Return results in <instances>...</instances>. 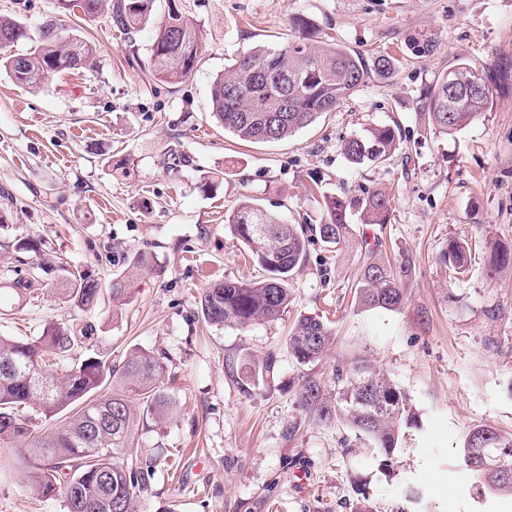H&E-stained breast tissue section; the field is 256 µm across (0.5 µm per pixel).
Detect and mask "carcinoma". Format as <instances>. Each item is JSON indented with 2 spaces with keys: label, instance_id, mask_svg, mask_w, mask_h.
<instances>
[{
  "label": "carcinoma",
  "instance_id": "obj_1",
  "mask_svg": "<svg viewBox=\"0 0 512 512\" xmlns=\"http://www.w3.org/2000/svg\"><path fill=\"white\" fill-rule=\"evenodd\" d=\"M59 8L84 21L107 9L112 29L131 36L146 25L157 9L163 20L155 28L149 48L148 70L159 81L178 84L194 72L202 38L186 17L180 0H58ZM24 24L0 17V65L19 85L38 89L51 74L88 66L95 48L79 34L51 18L39 28L37 46L26 54L12 48L27 39ZM294 35L277 48L255 46L243 52L218 77L211 89L212 110L224 129L238 139L254 143L285 140L312 124L325 112H334L370 75L391 74L397 58L377 56L369 64L348 47L327 39L314 46L316 27L305 16L292 22ZM482 74L483 89L470 91L471 78ZM457 92L448 98V78ZM496 80L460 62L450 75L432 83L424 96L428 126L437 136H453L494 105ZM292 104L280 111V102ZM402 144L398 127L378 126L345 141L343 153L353 165L386 161ZM325 219L310 229L289 224L255 204L243 203L224 216L231 232L252 251L266 276L259 281L224 280L211 284L201 296L204 320L215 326L246 329L279 318L291 302L289 278L308 257V246L318 233L326 247L340 251L357 244L358 260L352 271L357 309L400 310L406 301L405 284L412 274L410 255L392 262L382 256V240L357 235L349 221L360 211L363 224H387L391 199L383 192L346 201L323 195ZM439 264L456 273L471 265L468 244L452 239L439 254ZM147 252L122 256V270L108 285L84 272H68L65 298L82 309L96 306L103 295L112 305L126 300L134 277L149 268ZM91 331L50 323L31 340L0 336V445L30 443L28 457L8 466L21 469L26 488L36 497L65 499L67 512H133L136 491L145 487L140 468L125 458L133 456L135 430L140 422H162L174 408L160 382L168 358L137 351L122 365L94 353L78 361L57 379L47 369L50 356L64 357L78 338ZM336 334L322 316L301 315L288 338V351L302 367L313 366L329 352ZM336 392L328 393L314 375L306 376L296 404L310 420L331 424L339 419L390 462L399 449L402 428L416 424L404 390L381 375L366 360L350 367L336 361ZM53 420L39 434L38 417ZM497 448L512 449V433L474 425L463 438L459 454L464 465L477 473L488 489L512 495V454L503 467L487 466L485 458Z\"/></svg>",
  "mask_w": 512,
  "mask_h": 512
}]
</instances>
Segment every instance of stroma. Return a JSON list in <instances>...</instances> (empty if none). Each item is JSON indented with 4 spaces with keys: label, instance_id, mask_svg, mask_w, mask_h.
Listing matches in <instances>:
<instances>
[{
    "label": "stroma",
    "instance_id": "35a3bbf8",
    "mask_svg": "<svg viewBox=\"0 0 512 512\" xmlns=\"http://www.w3.org/2000/svg\"><path fill=\"white\" fill-rule=\"evenodd\" d=\"M182 2L203 35L183 83L158 81L145 67L158 13L131 40L106 13L70 19L95 45L94 64L38 90L0 67V336L27 340L52 322L89 324L95 333L73 356L97 352L117 364L137 350L167 357L163 387L176 407L164 423L136 431L146 487L135 512H350L362 492L374 512H512V495L481 494L458 453L470 425L512 432V266L491 265L492 249L512 250V0ZM302 14L366 60L392 54L398 68L286 140L243 143L214 118L211 87L247 49L281 43ZM427 38L432 52L418 54ZM458 62L509 77L491 111L440 139L423 94ZM393 123L402 152L378 165L347 162V139ZM122 158L132 177L113 173ZM216 168L223 180L207 183ZM376 190L393 211L365 234L415 263L403 309L357 310L353 252L317 241L292 275L283 316L246 329L204 321L207 283L265 275L225 226L226 211L248 201L293 224H318L324 195ZM453 238L477 245L455 280L437 263ZM107 249L145 251L157 269L143 272L121 307L85 311L65 301V270L111 279L115 266L98 259ZM46 254L58 272L17 302L12 279L36 271ZM303 314L336 330L315 367L325 384L338 360L365 356L410 396L419 423L403 429L392 467L342 423L304 420L295 404L303 369L288 354ZM269 358L273 374L253 379ZM0 512L66 510L62 498L35 497L19 472L4 469Z\"/></svg>",
    "mask_w": 512,
    "mask_h": 512
}]
</instances>
